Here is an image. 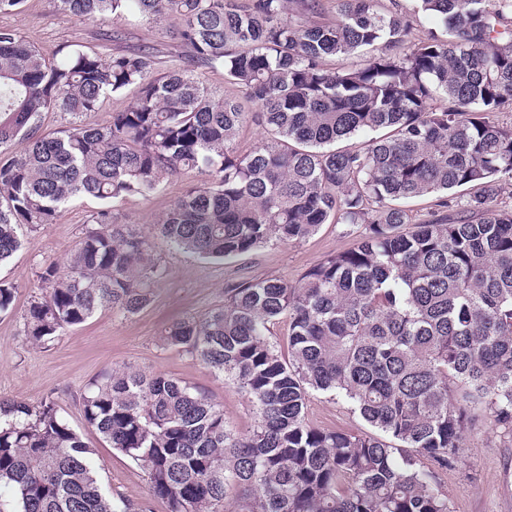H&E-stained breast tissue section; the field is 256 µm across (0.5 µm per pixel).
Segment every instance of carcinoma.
Returning a JSON list of instances; mask_svg holds the SVG:
<instances>
[{
  "label": "carcinoma",
  "instance_id": "obj_1",
  "mask_svg": "<svg viewBox=\"0 0 512 512\" xmlns=\"http://www.w3.org/2000/svg\"><path fill=\"white\" fill-rule=\"evenodd\" d=\"M55 2L112 25L132 4L147 20L174 16L191 55L156 78L150 47L49 57L0 27V263L72 201L102 203L75 248L40 267L29 342L146 308L165 273L156 237L226 260L329 222L364 226L299 281L230 283L224 306L165 328L164 345L247 396L248 433L205 392L131 363L87 386V423L168 512H452L438 472L461 463L475 411L512 435V205L500 199L512 124L497 119L512 110V0H416L414 14L336 0L328 22L325 0ZM420 12L437 28L408 47ZM193 65L222 68L238 95L202 84ZM131 86V107L84 122ZM46 112L68 125L42 134ZM249 126L260 142L242 150ZM185 172L201 181L150 231L118 222L117 204ZM462 186L473 188L463 201L451 194ZM425 196L435 208L414 223L401 202ZM17 294L0 281V314ZM284 321L286 357L272 334ZM314 392L367 430L309 422ZM93 454L54 400L0 401V482L20 512H135L103 495Z\"/></svg>",
  "mask_w": 512,
  "mask_h": 512
}]
</instances>
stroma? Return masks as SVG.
<instances>
[{
    "instance_id": "stroma-1",
    "label": "stroma",
    "mask_w": 512,
    "mask_h": 512,
    "mask_svg": "<svg viewBox=\"0 0 512 512\" xmlns=\"http://www.w3.org/2000/svg\"><path fill=\"white\" fill-rule=\"evenodd\" d=\"M0 26L17 29L49 54L72 44L105 55L151 46L157 51L155 74L159 77L167 74L172 59L189 53L176 35L177 19L155 23L129 13L119 27V39L109 42L101 36L102 24L62 13L54 0H26L22 12L0 14ZM197 181L195 174H184L164 184L152 199L125 200L118 207L120 223L150 229L169 204ZM98 207L93 198L72 202L55 223L26 234L24 245L0 266V279L18 288L13 309L0 314V399H23L36 405L54 398L69 425L95 448L94 469L104 494L113 500H130L144 512H168L166 502L149 492L141 469L112 450L87 425L80 404L85 386L101 372L128 363L166 372L208 394L223 407L230 427L236 433H247L254 425L247 396L225 382L223 375L162 345V332L176 318L223 306L228 283L271 276L297 281L326 256L353 247L361 229L325 224L302 242L271 245L224 261L178 253L164 240L155 239L154 253L165 275L155 286L148 307L130 317L102 311L81 325L65 329L48 345H32L23 328L35 271L41 262L63 258L77 244L89 214ZM307 414L313 423L327 428L357 432L365 427L348 404L320 393L311 395ZM440 479L453 512H512V436L476 417L462 464L442 472Z\"/></svg>"
}]
</instances>
